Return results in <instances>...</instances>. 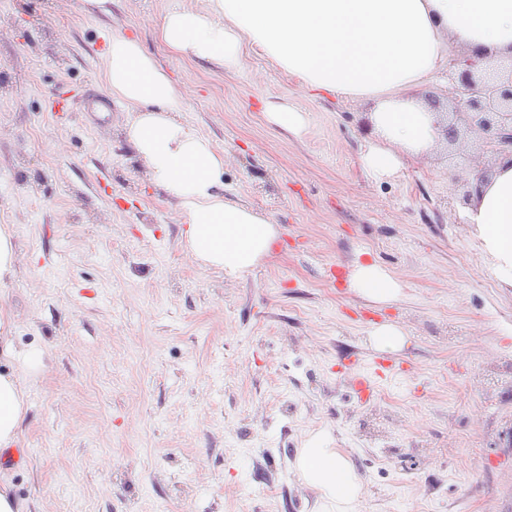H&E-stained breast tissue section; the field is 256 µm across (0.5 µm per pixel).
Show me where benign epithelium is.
<instances>
[{
	"instance_id": "7a95c632",
	"label": "benign epithelium",
	"mask_w": 512,
	"mask_h": 512,
	"mask_svg": "<svg viewBox=\"0 0 512 512\" xmlns=\"http://www.w3.org/2000/svg\"><path fill=\"white\" fill-rule=\"evenodd\" d=\"M483 61L479 55L469 54L454 62L455 84L451 98L456 106L454 115L464 118L469 128L482 135L486 152L506 157L512 162V72L492 76L486 80L476 77ZM441 136L449 143L458 140L457 124L439 115ZM489 173L479 169L469 182L465 198L479 195Z\"/></svg>"
}]
</instances>
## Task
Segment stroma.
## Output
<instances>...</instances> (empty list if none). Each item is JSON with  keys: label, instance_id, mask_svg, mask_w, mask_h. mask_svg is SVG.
Here are the masks:
<instances>
[{"label": "stroma", "instance_id": "obj_1", "mask_svg": "<svg viewBox=\"0 0 512 512\" xmlns=\"http://www.w3.org/2000/svg\"><path fill=\"white\" fill-rule=\"evenodd\" d=\"M207 5L0 0V225L18 254L0 314L29 404L0 480L22 512H317L294 463L319 437L362 478L360 512H512V286L462 199L493 157L470 134L371 176L363 101L301 91L248 45L236 71L164 46L168 12ZM127 33L183 91V124L223 151L225 196L282 231L243 278L186 256L182 216L126 137L131 108L82 110ZM268 102L305 128L268 122ZM358 262L398 278L400 299L318 289ZM384 323L404 329L400 349L372 344ZM378 355L390 370L360 398Z\"/></svg>", "mask_w": 512, "mask_h": 512}]
</instances>
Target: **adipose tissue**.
I'll list each match as a JSON object with an SVG mask.
<instances>
[{
	"label": "adipose tissue",
	"mask_w": 512,
	"mask_h": 512,
	"mask_svg": "<svg viewBox=\"0 0 512 512\" xmlns=\"http://www.w3.org/2000/svg\"><path fill=\"white\" fill-rule=\"evenodd\" d=\"M176 53L235 69L244 45L261 49L310 91L371 103L376 139L363 157L372 173L390 175L400 151L438 141L419 85L448 62L449 45L512 57V0H209L205 10L169 12L160 28ZM101 81L108 94L136 107L127 135L149 179L184 215L187 256L239 278L271 249L278 230L262 212L225 199L224 154L180 120L185 96L136 37H112ZM498 276L512 284V164L501 162L467 210ZM350 286L386 304L399 281L375 264H356ZM9 320L0 317V451L19 443L28 411ZM295 468L320 494V512H359L363 481L337 450L311 439Z\"/></svg>",
	"instance_id": "obj_1"
}]
</instances>
